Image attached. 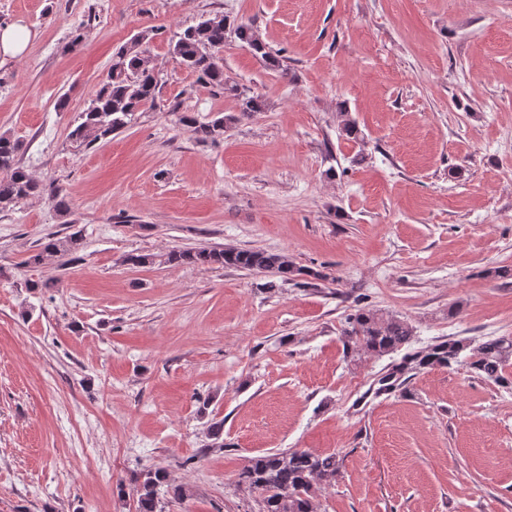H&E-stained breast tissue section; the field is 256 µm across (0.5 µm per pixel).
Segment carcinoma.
<instances>
[{"mask_svg":"<svg viewBox=\"0 0 512 512\" xmlns=\"http://www.w3.org/2000/svg\"><path fill=\"white\" fill-rule=\"evenodd\" d=\"M246 44L274 70L288 74L279 55L272 52L245 22L208 18L186 28L170 42V52L185 68L196 73L199 81L213 94L231 93L239 101V111L219 115L199 124L194 116L184 114L180 122L193 129L202 141L216 142L224 138V128L262 111V100L248 96L224 78V63L220 52L229 36ZM161 79L143 52L135 46L122 45L113 54L106 81L92 95L87 108L80 113L77 124L68 134L70 146L76 151L88 150L95 144L112 138L125 128L135 113L156 104ZM21 145L12 136L0 134V209H6L21 199L42 193L40 183L21 164ZM83 237L78 231L62 237L52 236L40 248L29 253L27 266L38 265L44 255L61 258L79 252ZM169 264L218 265L288 276L310 275L312 271L293 267L288 255L250 248L214 247L186 248L170 252ZM414 329L405 320L385 316L377 311L360 310L349 317L342 336L346 356L383 357L408 348ZM470 348L463 339H449L409 353L402 366L378 379L375 394L395 391L399 375L407 369L449 367ZM470 365L486 379L497 384L508 383L503 369L512 360V338L493 337L478 345L469 355ZM344 457L336 452L315 453L302 448H287L251 457L238 475V485L259 493V512H317V492L336 481ZM135 512H162L161 497L188 496V488L170 483L161 469L147 470L136 480Z\"/></svg>","mask_w":512,"mask_h":512,"instance_id":"obj_1","label":"carcinoma"}]
</instances>
